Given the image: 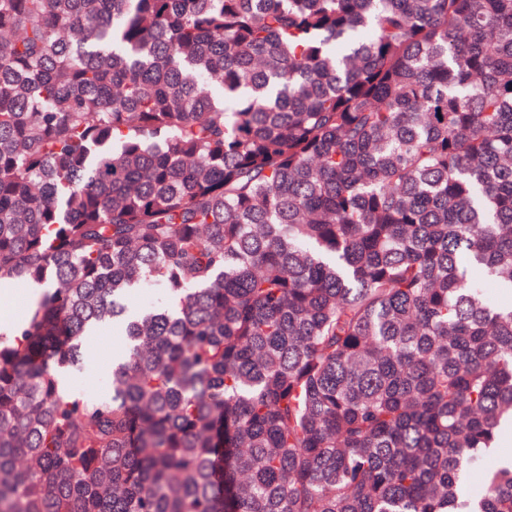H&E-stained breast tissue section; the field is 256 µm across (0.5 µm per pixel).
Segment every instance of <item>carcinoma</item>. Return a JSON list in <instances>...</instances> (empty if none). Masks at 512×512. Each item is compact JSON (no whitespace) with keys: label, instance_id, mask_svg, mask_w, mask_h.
<instances>
[{"label":"carcinoma","instance_id":"1","mask_svg":"<svg viewBox=\"0 0 512 512\" xmlns=\"http://www.w3.org/2000/svg\"><path fill=\"white\" fill-rule=\"evenodd\" d=\"M19 281L0 512H512V0H0ZM112 331L91 336L85 344V350L91 355L85 369L77 374L76 386L93 395H103L111 389L110 369L112 357L119 350ZM496 462L497 457H492L470 469L465 484V492L472 495L480 493L484 487L488 469L493 467Z\"/></svg>","mask_w":512,"mask_h":512}]
</instances>
